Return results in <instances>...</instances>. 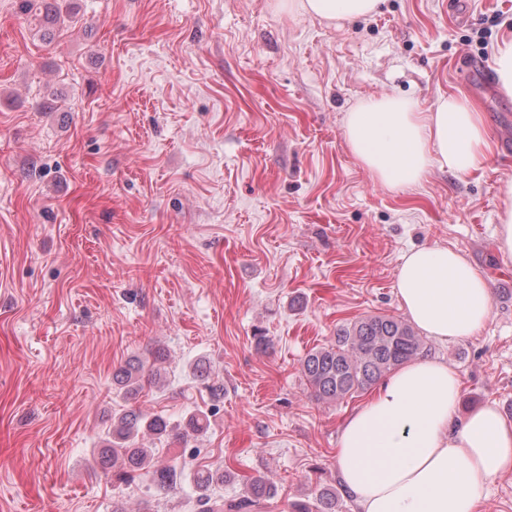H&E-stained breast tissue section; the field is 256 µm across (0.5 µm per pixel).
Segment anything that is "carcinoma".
<instances>
[{
	"label": "carcinoma",
	"instance_id": "obj_1",
	"mask_svg": "<svg viewBox=\"0 0 512 512\" xmlns=\"http://www.w3.org/2000/svg\"><path fill=\"white\" fill-rule=\"evenodd\" d=\"M22 13L39 10L44 40L53 43L61 24L74 18L70 0H18ZM426 349L425 342L405 321L389 315L360 318L340 327L333 341L311 350L301 363L305 384L316 399L336 402L374 386L382 377L416 358ZM144 361L132 356L112 374V390L127 400H133L143 389ZM206 417L195 413L179 434L205 433ZM169 421L162 415L148 416L130 408L112 417L103 447L97 449V459L103 469L112 470L116 479L130 483L136 476L147 473L154 488L167 491L175 488L184 471L175 463L155 461L153 449L139 445V438L150 433L158 438L170 435ZM215 474L203 471L194 475V485L202 512H253L272 495L264 481L253 479L244 492L232 499L212 497ZM339 494L334 486L315 487L313 497L290 504L291 512H336Z\"/></svg>",
	"mask_w": 512,
	"mask_h": 512
}]
</instances>
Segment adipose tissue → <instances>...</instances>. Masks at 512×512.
I'll return each instance as SVG.
<instances>
[{
    "label": "adipose tissue",
    "mask_w": 512,
    "mask_h": 512,
    "mask_svg": "<svg viewBox=\"0 0 512 512\" xmlns=\"http://www.w3.org/2000/svg\"><path fill=\"white\" fill-rule=\"evenodd\" d=\"M380 2L289 0L334 25L371 15ZM344 135L390 189L419 184L435 166L469 174L491 149L481 112L461 94L441 98L431 112L395 96L369 100L346 114ZM395 292L410 320L441 342L473 336L492 313L483 272L445 246L407 252ZM460 395L459 374L447 363L412 361L346 420L337 464L360 512H476L488 480L512 472V420L487 403L454 423Z\"/></svg>",
    "instance_id": "ef3b65f1"
}]
</instances>
